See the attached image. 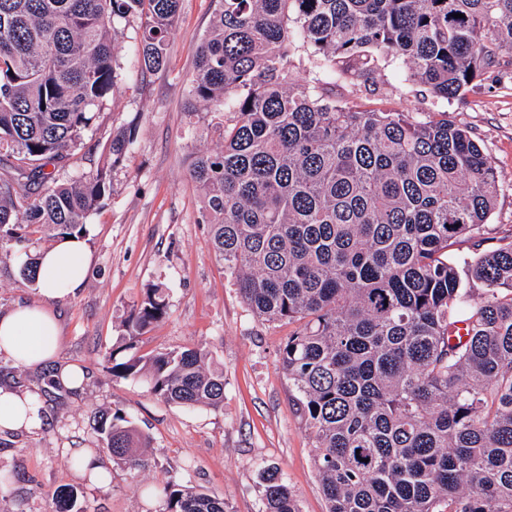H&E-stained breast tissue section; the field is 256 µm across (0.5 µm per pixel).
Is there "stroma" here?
Segmentation results:
<instances>
[{
    "mask_svg": "<svg viewBox=\"0 0 512 512\" xmlns=\"http://www.w3.org/2000/svg\"><path fill=\"white\" fill-rule=\"evenodd\" d=\"M215 8V0H181L166 64L157 72L143 71L138 59L140 19L114 24L115 89L62 173L76 179L104 167L112 183L86 219V286L54 304L61 357L83 365L89 381L68 396L54 389L47 370L0 359V380L38 388L50 416L40 432L0 434V512H50L62 486L80 492L84 512H161L152 486L171 475L223 498L229 512H263L262 475L271 466L294 491L299 512L327 510L312 464L313 440L279 360L293 327L251 312L199 222L203 193L189 175L190 162L199 151L219 150L223 140L210 126L211 108L191 102L189 79ZM503 58L506 67L448 101L412 82L400 62L382 71L389 108L448 113L485 148L500 185L485 223L487 250L512 241V50ZM126 132L134 135L128 151L111 155L113 139ZM154 284L165 290L168 313L133 340V353L205 351L208 367L224 373L223 409L170 404L145 380L113 377L106 357L122 344L125 320ZM98 408L122 410L150 441L145 469L110 463L112 484L105 490L77 476L62 453L71 440L98 447L89 424Z\"/></svg>",
    "mask_w": 512,
    "mask_h": 512,
    "instance_id": "obj_1",
    "label": "stroma"
}]
</instances>
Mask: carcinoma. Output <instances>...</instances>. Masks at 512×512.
<instances>
[{"mask_svg": "<svg viewBox=\"0 0 512 512\" xmlns=\"http://www.w3.org/2000/svg\"><path fill=\"white\" fill-rule=\"evenodd\" d=\"M179 3L0 0V251L26 252L20 285L34 284L41 242L83 236L110 194L103 170L65 183L59 172L112 96L115 20L141 18V67L159 70ZM296 33L309 67L289 51ZM507 46L512 0H217L189 93L233 119L190 177L244 302L298 324L280 362L327 512H512V242L477 251L497 173L445 114L357 102L385 95L387 56L448 100ZM338 85L353 99L329 93ZM167 310L163 289L146 288L127 335ZM118 354L113 376L224 407V373L203 350ZM91 421L112 459L144 467L147 439L122 411ZM264 482L265 512H298L277 471ZM73 493L58 489L53 512H81ZM161 494L162 512H228L186 482L167 479Z\"/></svg>", "mask_w": 512, "mask_h": 512, "instance_id": "obj_1", "label": "carcinoma"}]
</instances>
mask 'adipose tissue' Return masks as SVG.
<instances>
[{
  "instance_id": "adipose-tissue-1",
  "label": "adipose tissue",
  "mask_w": 512,
  "mask_h": 512,
  "mask_svg": "<svg viewBox=\"0 0 512 512\" xmlns=\"http://www.w3.org/2000/svg\"><path fill=\"white\" fill-rule=\"evenodd\" d=\"M88 267L89 253L79 238L59 241L41 252L35 286L42 301L0 311V356L23 368L54 365L55 385L83 389L86 371L60 359V321L52 304L76 295L86 283ZM44 424L37 394L9 383L0 385V431L33 432Z\"/></svg>"
}]
</instances>
